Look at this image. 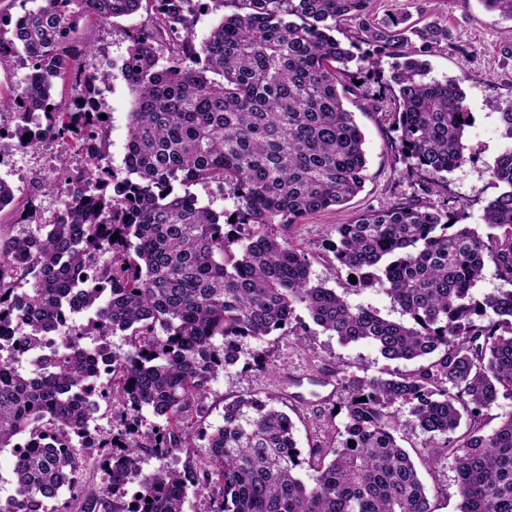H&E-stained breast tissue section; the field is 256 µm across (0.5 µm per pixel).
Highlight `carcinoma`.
<instances>
[{"instance_id": "cac0c4a2", "label": "carcinoma", "mask_w": 512, "mask_h": 512, "mask_svg": "<svg viewBox=\"0 0 512 512\" xmlns=\"http://www.w3.org/2000/svg\"><path fill=\"white\" fill-rule=\"evenodd\" d=\"M29 2L8 38L0 19V62L22 51L30 69L11 111L20 121L29 112L48 118L28 147L45 133L68 135L94 168L62 169L71 189L55 223H39L30 207L23 222L32 229L0 232V337L36 347L66 314L86 322L28 373L0 354V450L12 449L16 486L0 512L45 510L80 492L82 436L102 397L118 418L98 443L109 480L81 512H183L190 486L218 491L212 512H433L401 444L397 407L426 436L425 464L453 462L458 512H512V410L501 411L512 400V106L501 113L506 145L489 171L502 190L483 209V235L455 223L445 180L476 155L462 79L425 80L423 58L448 44V28L374 20V0H235L237 11L198 41L186 0ZM145 2L152 24L129 35L121 67L132 103L117 172L107 120L69 111L53 88L70 77L96 94L111 71L82 69L78 20L107 23ZM480 2L512 21V0ZM344 21L357 31L349 48L335 36ZM384 57L394 59L388 76ZM355 59L362 66L352 72ZM371 77L382 88L376 99L356 84ZM351 96L391 105L390 148L413 161L419 195L336 225L332 252L356 287L384 293L402 321L312 281L308 253L267 231L362 191L367 160L345 108ZM209 183L230 187L234 211L219 215L175 191ZM488 265L505 287L478 297ZM83 268L99 287L77 286L73 273ZM298 308L343 343L368 341L383 358L418 367L376 378L336 369L344 397L332 413L344 416L343 429L306 456L272 395L238 396L224 405L222 425L196 433L192 410L214 376L240 361L245 341L307 335L292 327ZM119 331L129 346L122 353L109 344ZM90 336L111 365L106 394L92 390ZM196 436L210 451L204 470L141 472L142 456L190 447ZM305 467L317 473L311 484Z\"/></svg>"}]
</instances>
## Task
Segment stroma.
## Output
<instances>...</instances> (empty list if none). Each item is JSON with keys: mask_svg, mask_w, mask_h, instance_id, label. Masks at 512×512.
Here are the masks:
<instances>
[{"mask_svg": "<svg viewBox=\"0 0 512 512\" xmlns=\"http://www.w3.org/2000/svg\"><path fill=\"white\" fill-rule=\"evenodd\" d=\"M376 18L388 14L407 15L410 22L430 21L447 26L451 39L438 53L430 56L429 78L443 80L462 78L466 103L474 121L468 127V141L477 149L472 162L447 176L448 192L456 200L461 223L482 228L483 208L497 189L488 168L501 152L505 141L501 136L500 112L512 105V22L488 12L480 0H375ZM152 12L137 13L115 19L108 24L81 19L80 27L94 34V49L82 55L86 70H94L102 61L121 68L129 46L128 35L149 20ZM99 101L110 118L109 154L114 168L124 166L127 146L128 113L131 92L122 78L114 76L100 84ZM351 111L360 127L368 159V179L363 190L340 210L308 216L291 227L288 238L306 248L312 259L311 276L327 287L341 289L348 285L346 271L337 269L331 245L336 240V227L369 210H378L404 198L416 195L414 181L405 172L406 159L395 156L388 142L393 137L392 122L386 113L359 108ZM64 165L70 171L89 168L90 160L75 140L46 139L40 147L27 152L14 148L0 153V178L11 184L15 208L35 205L42 221H49L60 207L65 184L54 191L41 190L49 172ZM272 372L244 371L234 366L219 372L209 384L210 394L201 408L193 411L192 420L202 427L222 424L225 398L275 389L278 376L330 373L343 368L361 376H378L385 371L411 370L408 362L384 359L370 343L344 344L324 332L297 339L283 337L269 344ZM302 392L307 402L285 399L283 408L295 424V438L301 450L330 442L342 416L330 414L324 398L328 389H313L306 384ZM422 476L431 490L433 512H457L458 498L455 472L450 460L438 461L423 469Z\"/></svg>", "mask_w": 512, "mask_h": 512, "instance_id": "1", "label": "stroma"}]
</instances>
